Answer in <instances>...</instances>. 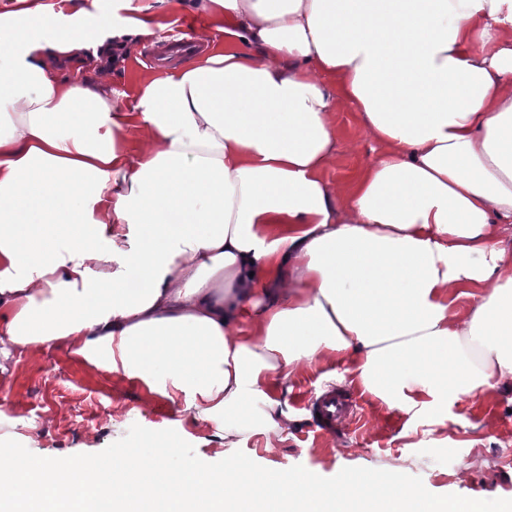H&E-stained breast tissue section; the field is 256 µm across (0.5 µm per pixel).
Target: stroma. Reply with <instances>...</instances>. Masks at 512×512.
Returning <instances> with one entry per match:
<instances>
[{"mask_svg":"<svg viewBox=\"0 0 512 512\" xmlns=\"http://www.w3.org/2000/svg\"><path fill=\"white\" fill-rule=\"evenodd\" d=\"M82 5L89 12L117 17L145 6L162 20L174 14L176 30L190 36L207 32L212 23L205 11L178 13L176 0H82ZM165 35L159 29L138 41L125 67L106 74L117 100L133 96L146 76L158 73V66L147 63L144 52ZM336 128V161L326 173L334 183L384 151L382 144L365 135L354 109L337 113ZM343 373L340 365L315 364L293 377L288 405L298 421L288 438L269 448L263 436L247 434L239 438L238 449L275 470L301 465L332 477L345 467L396 468L420 477L434 494L512 499L511 396L489 390L448 404L437 418L409 427L399 415L360 395L356 420L331 434L317 432L307 403L324 388H347ZM135 424L151 430L174 429L201 460L220 459L216 423L186 420L178 403L162 396L146 398L135 380L91 366L68 350L14 358L0 373V440H16L35 455L97 453Z\"/></svg>","mask_w":512,"mask_h":512,"instance_id":"stroma-1","label":"stroma"}]
</instances>
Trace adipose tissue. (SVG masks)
Listing matches in <instances>:
<instances>
[{
  "label": "adipose tissue",
  "instance_id": "adipose-tissue-1",
  "mask_svg": "<svg viewBox=\"0 0 512 512\" xmlns=\"http://www.w3.org/2000/svg\"><path fill=\"white\" fill-rule=\"evenodd\" d=\"M180 5L211 14L210 51L126 104L59 72L154 15L0 12V373L66 347L231 448L250 401L286 439L316 363L410 420L512 390V0ZM350 106L386 151L333 185Z\"/></svg>",
  "mask_w": 512,
  "mask_h": 512
}]
</instances>
